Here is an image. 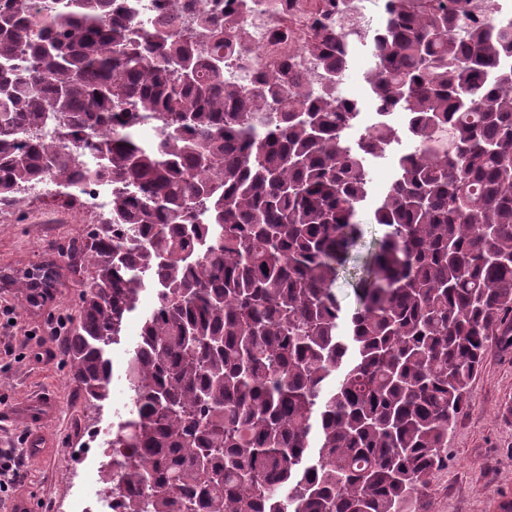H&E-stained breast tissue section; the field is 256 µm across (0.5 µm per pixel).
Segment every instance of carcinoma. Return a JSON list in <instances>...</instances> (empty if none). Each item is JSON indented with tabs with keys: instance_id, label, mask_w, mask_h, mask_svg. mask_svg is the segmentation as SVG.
<instances>
[{
	"instance_id": "cac0c4a2",
	"label": "carcinoma",
	"mask_w": 512,
	"mask_h": 512,
	"mask_svg": "<svg viewBox=\"0 0 512 512\" xmlns=\"http://www.w3.org/2000/svg\"><path fill=\"white\" fill-rule=\"evenodd\" d=\"M412 2L368 36L366 129L337 29L311 41L317 83L265 70L245 91L224 79L245 36L221 18L187 37L119 0H0V204L43 176L70 196L88 154L118 187L67 352L89 405L156 288L109 441L123 512H409L448 461L493 337H512V12ZM404 138L367 243L369 161Z\"/></svg>"
}]
</instances>
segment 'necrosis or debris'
<instances>
[{
  "label": "necrosis or debris",
  "instance_id": "necrosis-or-debris-1",
  "mask_svg": "<svg viewBox=\"0 0 512 512\" xmlns=\"http://www.w3.org/2000/svg\"><path fill=\"white\" fill-rule=\"evenodd\" d=\"M252 11L241 14L237 0H197L192 10L181 13L185 28L195 29L200 14H221L225 19L245 25L250 35V49L234 51L224 56V76L242 84H250L260 68L289 67L307 80H317L319 73L309 52V42L316 24L343 20L346 34L353 39L347 76L367 70L368 53L364 37L376 31L388 0H253ZM97 162L87 158L86 178L75 192L78 209L103 212L112 201L111 187L94 175ZM114 473L112 451L102 448L95 467L86 472L85 481L93 491L95 500L117 512L121 498L111 487Z\"/></svg>",
  "mask_w": 512,
  "mask_h": 512
}]
</instances>
